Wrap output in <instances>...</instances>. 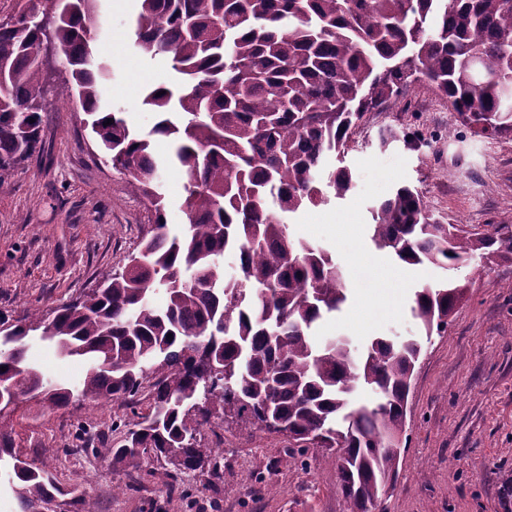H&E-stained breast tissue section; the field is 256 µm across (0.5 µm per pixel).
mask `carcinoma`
<instances>
[{
  "label": "carcinoma",
  "instance_id": "obj_1",
  "mask_svg": "<svg viewBox=\"0 0 512 512\" xmlns=\"http://www.w3.org/2000/svg\"><path fill=\"white\" fill-rule=\"evenodd\" d=\"M42 2L17 0L15 22L0 24V193L19 162L43 152L51 44L70 74L56 96L79 99L96 148L150 217L103 288L49 312L0 314V399L42 392L49 407L68 405L73 391L44 382L27 357L37 334L90 360L83 399L129 409L118 441L82 447L112 471L165 463L173 489L188 472L217 484L224 449L202 430L224 419L288 437L284 455L304 468L312 448L334 457L348 512H370L398 473L421 346L378 337L356 360L343 341L315 344L313 325L339 309L346 288L332 255L290 237L285 215L346 197L352 174L325 170L327 159L345 154L365 111L397 98L415 74L476 135L511 136L512 0H139L135 46L179 75L176 88L146 94L159 115L146 135L102 109L109 69L91 63L98 0H52L49 16ZM154 137L172 140L170 162L184 177L187 223L175 234ZM371 215L376 248L407 265L512 262L511 224L463 231L409 186ZM231 250L239 275L226 281ZM159 289L163 308L150 302ZM467 292L466 283L415 292L425 336L448 331ZM359 386L378 394L374 406L350 405ZM0 469L24 512H56L71 494L46 463L16 451L2 424Z\"/></svg>",
  "mask_w": 512,
  "mask_h": 512
}]
</instances>
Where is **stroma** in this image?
Segmentation results:
<instances>
[{"label": "stroma", "instance_id": "stroma-1", "mask_svg": "<svg viewBox=\"0 0 512 512\" xmlns=\"http://www.w3.org/2000/svg\"><path fill=\"white\" fill-rule=\"evenodd\" d=\"M138 0H99L95 54L110 68L106 105L146 133L158 116L142 99L171 86L169 64L133 44ZM425 81L408 84L385 125L363 119L344 158L353 175L344 199L292 214L289 234L330 252L348 299L316 324L317 341L345 339L360 355L374 338L421 341L402 452L386 512H512V263L479 271L476 264L406 267L370 239V210L400 186L421 191L436 216L478 231L512 224V173L505 146L512 136H474L455 112L417 106L435 98ZM78 101L43 114L44 157L28 163L0 193V312L49 309L94 288L123 266L149 213L122 175L94 153ZM471 281L448 331L426 336L413 317L414 293L425 285ZM44 378L78 387L88 365L60 356L52 344L29 342ZM125 406H93L74 397L51 410L24 399L7 421L23 454L46 462L63 487L80 486L99 512H346L336 464L314 452L307 469L287 461L285 436L235 426L224 433V481L186 477L170 496L163 474L142 479L113 472L109 462L79 450L78 428L111 436ZM126 490L114 494L113 484Z\"/></svg>", "mask_w": 512, "mask_h": 512}]
</instances>
